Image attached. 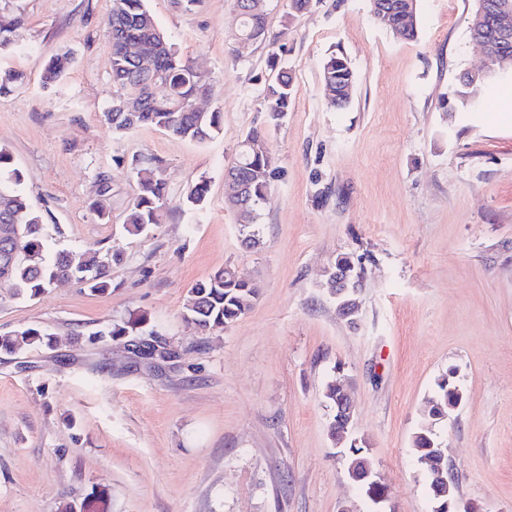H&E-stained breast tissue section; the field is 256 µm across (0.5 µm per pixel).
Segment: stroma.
Segmentation results:
<instances>
[{"label": "stroma", "mask_w": 512, "mask_h": 512, "mask_svg": "<svg viewBox=\"0 0 512 512\" xmlns=\"http://www.w3.org/2000/svg\"><path fill=\"white\" fill-rule=\"evenodd\" d=\"M474 0H417L418 37L380 27L370 0H315L286 23L267 0V29L298 88L267 129L273 178L261 243L242 246L224 200V169L253 128L275 74L265 44L231 53L234 0L187 10L148 0L180 57L214 83L220 109L203 144L152 127L112 133V0H10L23 18L0 71L23 83L0 95V147L56 247L115 255L108 291L61 281L34 299L0 281V336L32 325L53 348L0 352V512H62L95 489L107 512H431L412 450L435 382L455 368L462 405L433 422L461 502L512 512V108L489 117L512 69L467 98L460 76L484 68L469 33ZM73 53L61 84L48 59ZM341 53L351 101L327 104L321 65ZM160 162L170 211L144 235L124 229L135 168ZM207 178L201 212L183 206ZM364 274L349 324L325 282L337 255ZM256 283L254 307L201 333L184 318L190 288L225 266ZM143 316L175 352L146 360L96 339ZM343 382L349 438L365 441L389 487L373 505L329 436L323 393Z\"/></svg>", "instance_id": "35a3bbf8"}]
</instances>
